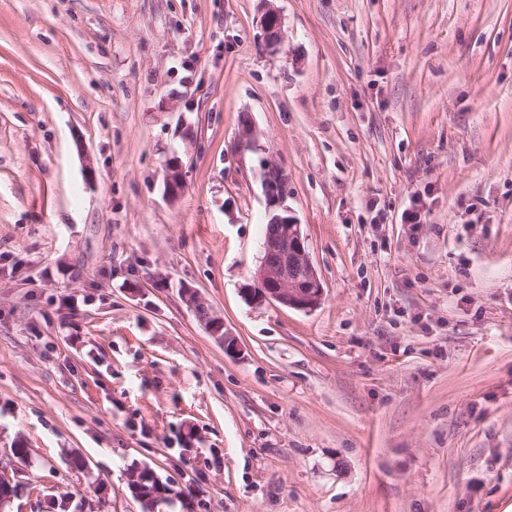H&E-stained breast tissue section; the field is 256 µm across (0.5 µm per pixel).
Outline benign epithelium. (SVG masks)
I'll use <instances>...</instances> for the list:
<instances>
[{"label": "benign epithelium", "instance_id": "benign-epithelium-1", "mask_svg": "<svg viewBox=\"0 0 512 512\" xmlns=\"http://www.w3.org/2000/svg\"><path fill=\"white\" fill-rule=\"evenodd\" d=\"M262 40L267 49L278 52L282 47L281 17L268 7L261 20ZM269 228L262 243L263 257L254 273V286L258 288L256 300L275 301L284 306L310 311L321 304L324 288L311 264L301 224L283 205L285 178L271 165L263 175ZM212 335L224 343V351L239 350L235 338L224 332V324L212 317L203 319Z\"/></svg>", "mask_w": 512, "mask_h": 512}]
</instances>
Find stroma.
Instances as JSON below:
<instances>
[{"label": "stroma", "instance_id": "stroma-1", "mask_svg": "<svg viewBox=\"0 0 512 512\" xmlns=\"http://www.w3.org/2000/svg\"><path fill=\"white\" fill-rule=\"evenodd\" d=\"M269 164L311 311L248 296ZM138 466L154 512L512 507V0H0V512H142ZM281 17L279 12L271 6L265 10L262 20V40L271 52H279L282 47ZM138 472V478L140 481H144L143 490H144V498L143 502L145 507H151L159 502L165 501L168 499V495L172 491L168 484L160 481L156 473H154L150 468L144 467L143 469H135L133 474ZM153 494L155 495L153 497Z\"/></svg>", "mask_w": 512, "mask_h": 512}]
</instances>
